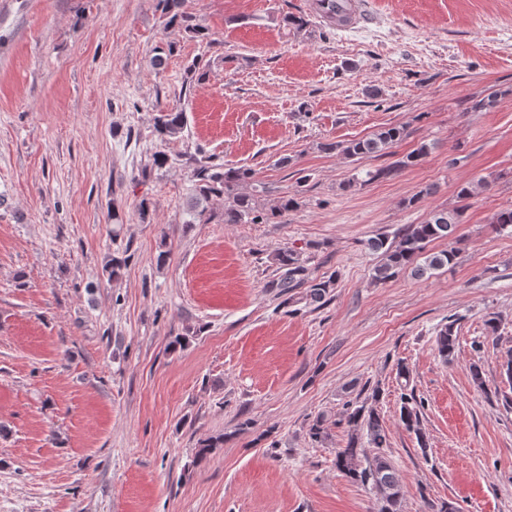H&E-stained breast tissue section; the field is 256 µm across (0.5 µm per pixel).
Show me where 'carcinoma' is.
I'll return each mask as SVG.
<instances>
[{"label": "carcinoma", "mask_w": 512, "mask_h": 512, "mask_svg": "<svg viewBox=\"0 0 512 512\" xmlns=\"http://www.w3.org/2000/svg\"><path fill=\"white\" fill-rule=\"evenodd\" d=\"M162 10L168 15L167 24H178L194 38L204 36L201 29L191 23L192 16L181 10L184 0H159ZM185 114L170 109L159 111L155 118V130L163 142L177 139L184 132ZM408 136L404 126H387L370 137L349 143H327L324 149L339 151L348 157H361L383 152ZM430 145L420 144L403 159L389 166L365 173V178L357 176L344 182L342 190L348 191L365 181L387 179L395 176L404 168L417 165L427 154ZM252 178V172L245 168H224L210 156H201L193 169L195 195L187 207L188 224L207 222L206 203L214 198L224 200V223L226 224H261L283 217L299 205L297 195L278 198L265 213L256 209L255 194L239 191L241 184ZM462 223L460 210H434L429 218L421 224H411L400 233L398 243H393L386 236H379L369 241L370 248L379 253L380 263L374 268L373 280L386 282L408 268L414 274L423 275L431 270H438L451 264L456 257L455 249L450 248L440 253L425 254L426 245L438 238H447L454 234L456 225ZM275 261L280 276L273 281L272 287L279 289L284 303L290 305L305 299L311 303L319 302L334 285V275L322 280L306 279V268L302 264L300 253L291 248L278 251ZM308 285L303 298L295 297V290ZM456 321L450 320L442 326L435 338V350L445 363L452 361L458 344L455 331ZM399 420L404 428L415 433L421 449L427 448L426 437L420 431V407L412 392L402 388L399 396ZM347 439L345 445L336 449L334 465L336 470L356 484L367 486L374 491L383 490L388 494L386 502L376 501V512H401L404 499V487L397 475L395 466L381 449L387 444V434L383 421L374 407L362 403H346L345 415ZM308 435L315 443H325L330 432L327 419L318 417L308 428Z\"/></svg>", "instance_id": "1"}]
</instances>
